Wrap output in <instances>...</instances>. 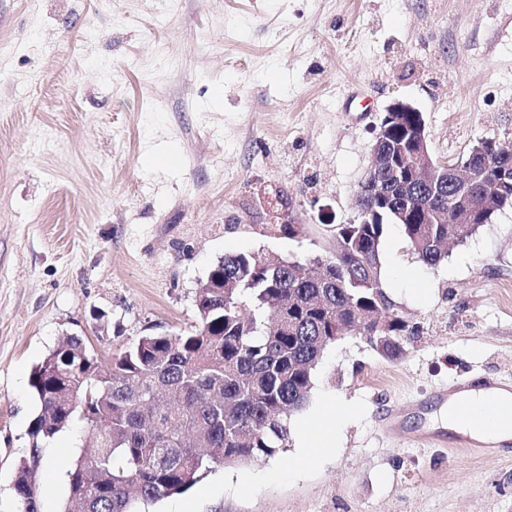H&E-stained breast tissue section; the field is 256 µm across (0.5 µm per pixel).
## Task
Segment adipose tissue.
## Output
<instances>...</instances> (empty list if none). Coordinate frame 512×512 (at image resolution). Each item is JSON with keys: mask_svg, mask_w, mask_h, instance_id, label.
I'll use <instances>...</instances> for the list:
<instances>
[{"mask_svg": "<svg viewBox=\"0 0 512 512\" xmlns=\"http://www.w3.org/2000/svg\"><path fill=\"white\" fill-rule=\"evenodd\" d=\"M475 411V419L449 420L450 431L468 435L483 442L501 443L512 440V393L482 386L469 388L460 394Z\"/></svg>", "mask_w": 512, "mask_h": 512, "instance_id": "adipose-tissue-1", "label": "adipose tissue"}]
</instances>
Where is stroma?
<instances>
[{"instance_id":"stroma-1","label":"stroma","mask_w":512,"mask_h":512,"mask_svg":"<svg viewBox=\"0 0 512 512\" xmlns=\"http://www.w3.org/2000/svg\"><path fill=\"white\" fill-rule=\"evenodd\" d=\"M1 41L0 512H17L31 373L61 337L107 363L197 326L224 255L332 250L393 101L422 112L434 161L512 142V0H0ZM277 193L297 234L271 229ZM380 258L421 327L405 356L338 340L288 448L213 466L145 512H512V445L461 449L436 416L470 379L512 387V206L438 266L396 224ZM313 426L336 446L295 467ZM86 437L45 443L44 512H62Z\"/></svg>"}]
</instances>
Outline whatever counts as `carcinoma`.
Here are the masks:
<instances>
[{"mask_svg":"<svg viewBox=\"0 0 512 512\" xmlns=\"http://www.w3.org/2000/svg\"><path fill=\"white\" fill-rule=\"evenodd\" d=\"M417 121L404 112L384 133L393 157L378 174L385 193L358 199V218L336 225L332 252L304 261L224 256L207 275L223 285L197 290L193 331L144 335L109 364L80 337H62L30 377L39 412L17 467L18 512H43L42 444L74 421L93 443L67 471L69 499L80 512H138L141 503L185 491L213 464H242L288 447L289 420L308 402L312 371L336 342L337 327L359 325L383 305L385 226L400 225L412 253L433 266L446 256L451 228L439 216L472 205L469 223L456 225L466 240L485 221L483 201H512V184L499 176L512 175L511 144L485 142L481 155L466 156L474 179L464 191L443 168L413 180L406 135ZM378 335L383 340L368 344L397 361L415 332L394 313Z\"/></svg>","mask_w":512,"mask_h":512,"instance_id":"obj_1","label":"carcinoma"}]
</instances>
